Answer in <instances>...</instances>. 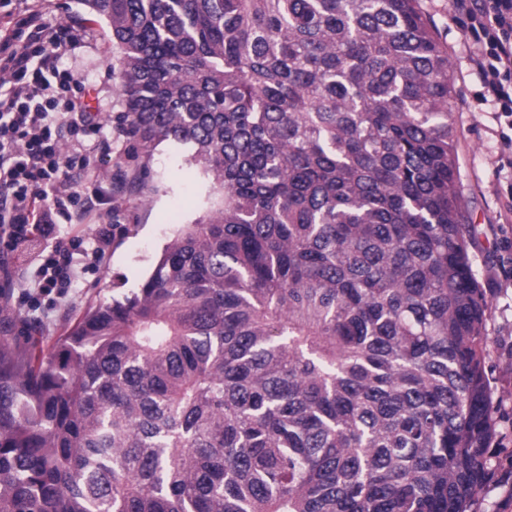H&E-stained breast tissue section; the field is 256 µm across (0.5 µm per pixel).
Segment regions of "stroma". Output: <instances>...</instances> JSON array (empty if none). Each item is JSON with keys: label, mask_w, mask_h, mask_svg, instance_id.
Wrapping results in <instances>:
<instances>
[{"label": "stroma", "mask_w": 512, "mask_h": 512, "mask_svg": "<svg viewBox=\"0 0 512 512\" xmlns=\"http://www.w3.org/2000/svg\"><path fill=\"white\" fill-rule=\"evenodd\" d=\"M28 5L53 20L85 25V46L62 55L60 63L94 84L86 100L103 122L121 126L125 100L118 66L120 50L106 25L84 15L77 0H29ZM421 5L434 20L451 62L450 102L458 131L465 216L473 231L471 257L477 278L484 285L498 278V259L503 247L512 241V223H502L499 218L507 188L512 185V154L501 149L493 106L480 98L481 78L452 0H421ZM129 147V139L117 136L111 153L95 158L102 177L119 170L136 181L117 210L123 233L113 240L105 264L86 272L39 325L27 326L25 308L11 296L12 290L21 291L29 285L21 264L12 265L16 287L0 290V336L9 338L16 352L24 354L35 346L50 348L86 309L137 288L178 230L215 209L219 194L212 177L193 159L189 148L164 142L152 156L132 158ZM487 302L490 318L486 330L492 345L485 367L494 403L509 416L508 421L497 425L498 432L504 433L512 430V359L502 356L498 344L503 337L512 336V283H504L489 294Z\"/></svg>", "instance_id": "stroma-1"}]
</instances>
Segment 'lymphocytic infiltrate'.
I'll use <instances>...</instances> for the list:
<instances>
[{"instance_id": "f902f5d3", "label": "lymphocytic infiltrate", "mask_w": 512, "mask_h": 512, "mask_svg": "<svg viewBox=\"0 0 512 512\" xmlns=\"http://www.w3.org/2000/svg\"><path fill=\"white\" fill-rule=\"evenodd\" d=\"M16 20L0 24V269L27 256L34 291H23L29 313L42 299L64 296L77 267L106 259L114 225L92 237L62 234L101 205L92 176L95 153L112 150V135L83 100L84 82L60 68L61 53L82 47L81 28L46 22L13 0ZM473 44V62L497 111L512 118V0H455ZM89 173L87 184L70 180Z\"/></svg>"}]
</instances>
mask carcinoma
Here are the masks:
<instances>
[{
	"label": "carcinoma",
	"mask_w": 512,
	"mask_h": 512,
	"mask_svg": "<svg viewBox=\"0 0 512 512\" xmlns=\"http://www.w3.org/2000/svg\"><path fill=\"white\" fill-rule=\"evenodd\" d=\"M81 4L134 153L220 200L51 349L0 340V512H471L488 304L420 0Z\"/></svg>",
	"instance_id": "cac0c4a2"
}]
</instances>
